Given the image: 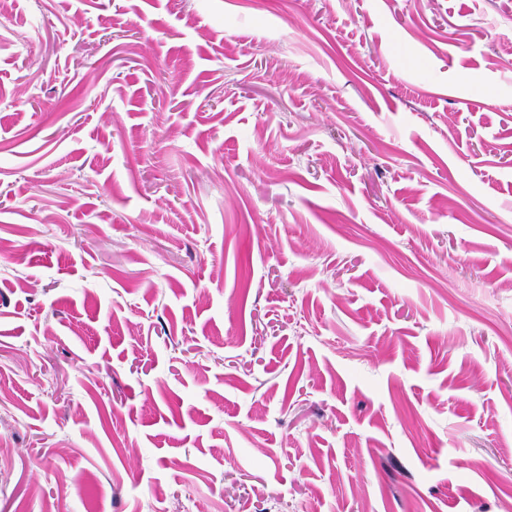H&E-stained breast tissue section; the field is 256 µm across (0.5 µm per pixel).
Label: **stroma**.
Masks as SVG:
<instances>
[{
  "label": "stroma",
  "instance_id": "obj_1",
  "mask_svg": "<svg viewBox=\"0 0 512 512\" xmlns=\"http://www.w3.org/2000/svg\"><path fill=\"white\" fill-rule=\"evenodd\" d=\"M0 512H512V0L0 12Z\"/></svg>",
  "mask_w": 512,
  "mask_h": 512
}]
</instances>
